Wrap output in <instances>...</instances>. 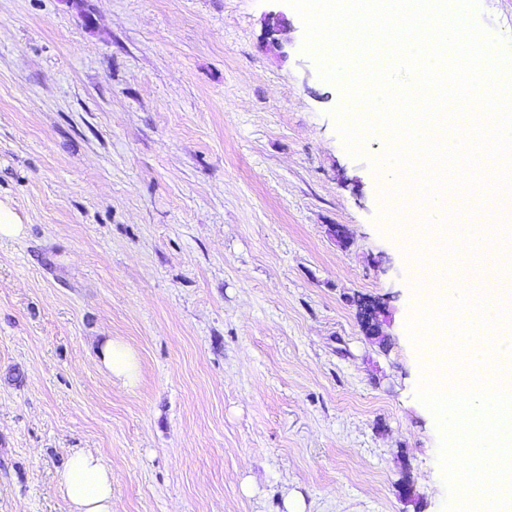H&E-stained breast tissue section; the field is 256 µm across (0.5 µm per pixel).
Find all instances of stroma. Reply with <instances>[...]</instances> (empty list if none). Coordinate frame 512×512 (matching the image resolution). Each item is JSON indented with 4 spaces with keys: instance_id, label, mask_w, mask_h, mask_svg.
<instances>
[{
    "instance_id": "1",
    "label": "stroma",
    "mask_w": 512,
    "mask_h": 512,
    "mask_svg": "<svg viewBox=\"0 0 512 512\" xmlns=\"http://www.w3.org/2000/svg\"><path fill=\"white\" fill-rule=\"evenodd\" d=\"M477 20L512 64V0ZM319 57L285 0H0V512H67L75 448L113 512H443L386 143L347 150ZM24 224H19L15 214L0 204V240L15 239L24 234ZM359 318L369 336H383L382 325L387 322L384 310L378 305H360ZM98 357L100 364L111 377L122 379L128 385L134 384L138 361L125 344L107 338L100 345ZM56 483L68 512H112V468L98 452L74 450Z\"/></svg>"
}]
</instances>
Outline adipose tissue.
<instances>
[{
	"label": "adipose tissue",
	"mask_w": 512,
	"mask_h": 512,
	"mask_svg": "<svg viewBox=\"0 0 512 512\" xmlns=\"http://www.w3.org/2000/svg\"><path fill=\"white\" fill-rule=\"evenodd\" d=\"M98 357L109 375L134 384L138 361L125 344L104 340ZM56 483L67 512H112V469L99 453L74 450Z\"/></svg>",
	"instance_id": "adipose-tissue-1"
}]
</instances>
